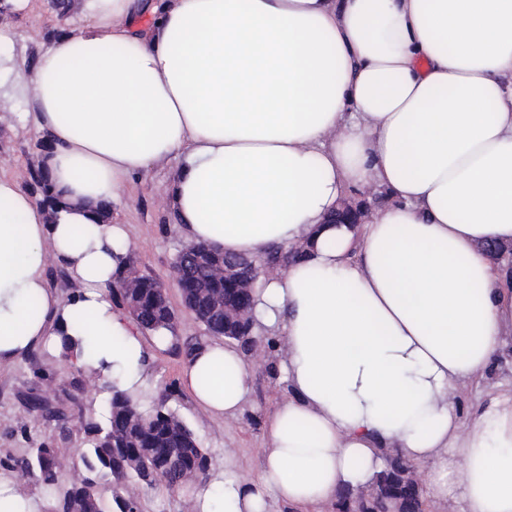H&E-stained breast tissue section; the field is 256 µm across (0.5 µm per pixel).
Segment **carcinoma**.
I'll use <instances>...</instances> for the list:
<instances>
[{
	"mask_svg": "<svg viewBox=\"0 0 512 512\" xmlns=\"http://www.w3.org/2000/svg\"><path fill=\"white\" fill-rule=\"evenodd\" d=\"M30 186L44 204L53 206V183L45 171H31ZM188 288L189 313L200 322L206 321V331L212 335H224V280L203 268ZM120 305L144 331L173 328L176 314L163 306L158 288H137ZM89 379L99 382L100 392L106 394V423L93 416L82 419L88 437L82 465L97 480L112 481L116 512H128L135 506L136 488H152L160 483L173 488L187 481L204 484L210 479V457L195 433L168 406L171 395L148 393L152 407L143 411L140 403L100 379L99 372L89 375ZM409 467L411 463L395 451L375 482L393 487L397 475ZM16 468L36 477L56 494L51 512H104L98 491L87 487L83 475L59 487L65 465L53 449H34Z\"/></svg>",
	"mask_w": 512,
	"mask_h": 512,
	"instance_id": "obj_1",
	"label": "carcinoma"
}]
</instances>
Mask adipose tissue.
<instances>
[{
    "instance_id": "1",
    "label": "adipose tissue",
    "mask_w": 512,
    "mask_h": 512,
    "mask_svg": "<svg viewBox=\"0 0 512 512\" xmlns=\"http://www.w3.org/2000/svg\"><path fill=\"white\" fill-rule=\"evenodd\" d=\"M87 20L35 63L0 27V113L26 99L60 193L39 204L0 174V364L40 347L82 367L94 338L112 382L146 385L152 347L112 302L132 250L99 223L130 178L171 154L184 244L264 257L303 246L253 291V332L278 340L288 391L264 465L191 484L192 512H302L366 486L398 449L428 498L512 512V392L462 422V389L512 333V0H84ZM386 196L364 224L326 218ZM63 265L78 288L46 280ZM253 364L200 347L183 389L237 416ZM362 191H354L349 193L345 198L350 202L358 203L365 199L368 205V211L372 212L376 208L382 206L386 198L384 195L374 194V195H366ZM364 201L365 207L363 205L352 204L350 202L341 201L339 207L336 209L335 213H333L330 217L331 219L328 221L330 224H362V218L366 213V202ZM46 278L51 288H55L64 298L72 295L73 283L64 268L51 263L46 269Z\"/></svg>"
}]
</instances>
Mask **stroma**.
Returning <instances> with one entry per match:
<instances>
[{"instance_id":"35a3bbf8","label":"stroma","mask_w":512,"mask_h":512,"mask_svg":"<svg viewBox=\"0 0 512 512\" xmlns=\"http://www.w3.org/2000/svg\"><path fill=\"white\" fill-rule=\"evenodd\" d=\"M84 19L83 11L61 18L50 10L49 0H29L27 10L16 13L11 26L19 35L18 49L32 58L45 43L47 29L61 30L81 24ZM27 110L25 100H16L11 122L0 126V173L10 175L22 186L30 179L32 164L48 147L45 139L26 123ZM181 164V157L172 155L135 177L126 184L121 205L112 211L113 222L127 227L139 272L166 286L169 301L178 314L174 343L154 351L146 375L155 390L176 385L169 405L207 449L212 466L223 465L229 456L240 475L255 479L264 464L266 415L286 395V386L272 358L256 362L250 400L234 419H207L178 387L186 362L185 345L211 340L203 326L183 309L180 291L173 283L174 261L183 242L165 192ZM510 388L512 335L507 336L505 347L485 379L462 392L458 405L461 420H469L478 405ZM103 403V394L85 379L81 369L42 349L1 366L0 473L7 471L6 461L46 447L55 449L66 460L68 474H76L81 467L79 454L87 446L80 420L100 414Z\"/></svg>"}]
</instances>
